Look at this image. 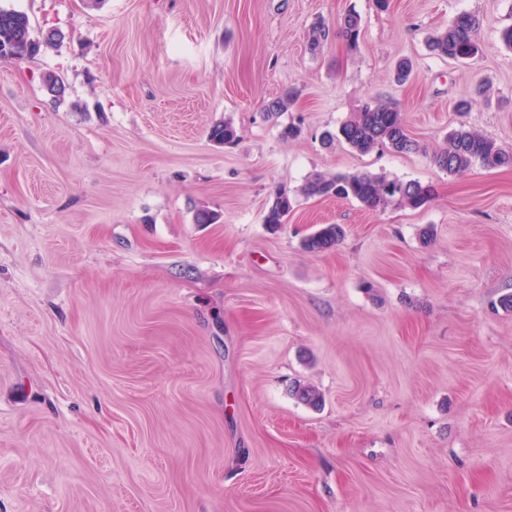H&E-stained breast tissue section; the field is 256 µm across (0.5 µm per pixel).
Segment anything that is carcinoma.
Wrapping results in <instances>:
<instances>
[{
  "label": "carcinoma",
  "mask_w": 512,
  "mask_h": 512,
  "mask_svg": "<svg viewBox=\"0 0 512 512\" xmlns=\"http://www.w3.org/2000/svg\"><path fill=\"white\" fill-rule=\"evenodd\" d=\"M483 23L473 13H461L444 30L433 33L428 39L432 54L460 60L473 57L479 50L478 36ZM361 18L355 12L346 13L341 19L337 35L355 49L359 45ZM58 32H50L40 39L30 33L26 14L15 10L0 9V59L23 60L33 58L61 40ZM293 96L286 93L270 100L265 106L269 119L277 118L289 110ZM209 138L216 144H231L238 132L229 120L214 124ZM347 144L354 152L365 155L386 147L397 153H409L420 149L406 126L403 110L395 102L372 101L364 103L350 113L336 133L327 132L323 144L334 140ZM433 163L450 175H462L475 163L487 168L512 166V149L505 148L495 139L464 124L452 129L447 136L446 147L432 155ZM306 198L338 197L359 202L365 209L382 212L389 207L418 209L432 198L433 189L415 180L389 178L367 171L352 173L310 174L295 192L285 185L276 186L271 192V203L263 223L278 226L288 222L294 209L296 195ZM344 228L339 224H326L305 237L302 247L311 253L334 249L344 238ZM292 396L301 404L316 408L322 404L321 391L311 385L298 383Z\"/></svg>",
  "instance_id": "carcinoma-1"
}]
</instances>
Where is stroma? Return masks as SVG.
Masks as SVG:
<instances>
[{
    "instance_id": "stroma-1",
    "label": "stroma",
    "mask_w": 512,
    "mask_h": 512,
    "mask_svg": "<svg viewBox=\"0 0 512 512\" xmlns=\"http://www.w3.org/2000/svg\"><path fill=\"white\" fill-rule=\"evenodd\" d=\"M0 8L63 35L0 60V512H512V167L431 160L462 121L512 147V0ZM350 11L358 48L310 51ZM462 12L479 53L430 54ZM371 97L400 103L420 151L322 145ZM224 120L239 138L220 147ZM356 171L434 195L381 213L300 196L264 224L276 185ZM325 224L343 242L304 251Z\"/></svg>"
}]
</instances>
